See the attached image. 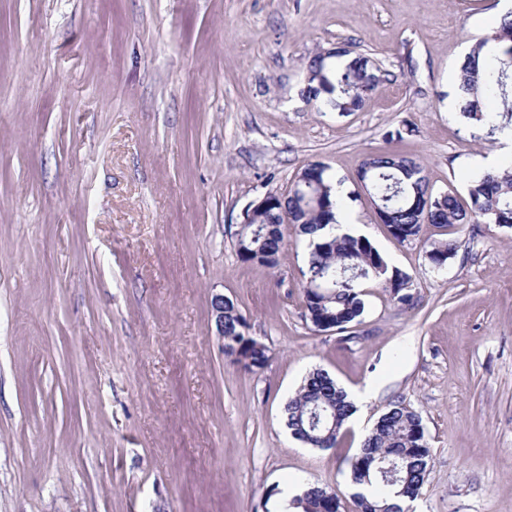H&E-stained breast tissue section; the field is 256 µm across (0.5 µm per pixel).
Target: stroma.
I'll return each mask as SVG.
<instances>
[{
	"mask_svg": "<svg viewBox=\"0 0 512 512\" xmlns=\"http://www.w3.org/2000/svg\"><path fill=\"white\" fill-rule=\"evenodd\" d=\"M504 6L0 0V512H263L301 480L353 512L351 463L399 398L432 456L408 512H512V228L427 224L401 244L357 179L366 155L399 151L466 197L497 144L463 121L456 71ZM341 44L387 75L347 116L301 95L308 57ZM315 161L411 277L404 306L366 282L351 341L303 316L296 230L276 267L237 253L245 209ZM217 294L264 368L225 357ZM315 368L374 388L330 450L283 417Z\"/></svg>",
	"mask_w": 512,
	"mask_h": 512,
	"instance_id": "35a3bbf8",
	"label": "stroma"
}]
</instances>
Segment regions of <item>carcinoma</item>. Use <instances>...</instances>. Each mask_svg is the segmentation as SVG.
<instances>
[{"instance_id":"obj_1","label":"carcinoma","mask_w":512,"mask_h":512,"mask_svg":"<svg viewBox=\"0 0 512 512\" xmlns=\"http://www.w3.org/2000/svg\"><path fill=\"white\" fill-rule=\"evenodd\" d=\"M350 57L347 64L341 58ZM386 80L367 56L316 53L305 65L301 94L322 100L336 112H355ZM461 117L488 127L490 136H512V11L499 28L476 42L457 74ZM330 167L312 162L301 169L288 192H269V200L255 209L239 230V253L246 261L277 265L285 243L284 223L308 238V269L303 286L305 317L314 328L345 332L361 322L365 310L362 284L375 280L393 300L408 304L410 276L388 264L365 236L338 234L336 212L342 200L332 196ZM359 180L375 212L391 237L399 243L420 235L426 224H494L512 227V163L470 178L469 203L462 206L452 193L435 194L423 168L413 159L394 153L371 154L360 165ZM456 253L451 240L435 243L430 263L443 267ZM247 322L234 300L224 303V355L243 367H264L267 348L246 334ZM353 405L346 392L323 369L309 373L285 406V423L293 437L313 448L336 447L343 436ZM399 453L401 480L383 482L376 461ZM430 448L421 414L404 400L389 404L365 436L360 454L352 462L351 478L360 490L353 494L355 512H404L403 503L416 500L429 474ZM280 512H339V495L319 486L278 502Z\"/></svg>"}]
</instances>
